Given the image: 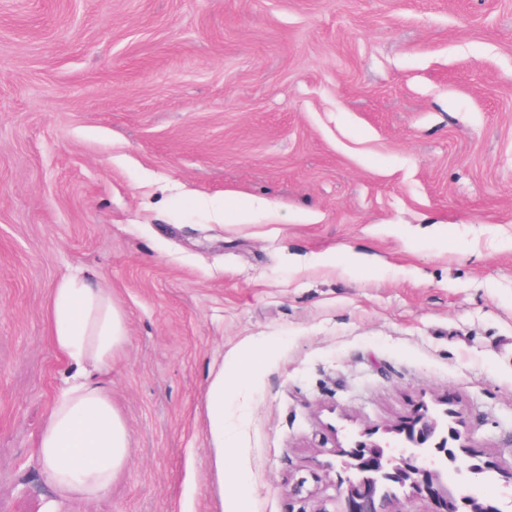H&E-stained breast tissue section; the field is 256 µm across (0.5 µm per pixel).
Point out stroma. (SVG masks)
<instances>
[{"mask_svg":"<svg viewBox=\"0 0 512 512\" xmlns=\"http://www.w3.org/2000/svg\"><path fill=\"white\" fill-rule=\"evenodd\" d=\"M76 272L128 330L91 506L35 454ZM423 407L512 512V0H0V512H339ZM205 404L208 428L218 449L216 467L224 465V370L210 386Z\"/></svg>","mask_w":512,"mask_h":512,"instance_id":"1","label":"stroma"}]
</instances>
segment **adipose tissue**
<instances>
[{
  "instance_id": "1",
  "label": "adipose tissue",
  "mask_w": 512,
  "mask_h": 512,
  "mask_svg": "<svg viewBox=\"0 0 512 512\" xmlns=\"http://www.w3.org/2000/svg\"><path fill=\"white\" fill-rule=\"evenodd\" d=\"M52 342L74 366L38 438L42 475L64 496L91 501L130 463V432L98 380L127 342L126 323L108 291L75 274L55 289Z\"/></svg>"
}]
</instances>
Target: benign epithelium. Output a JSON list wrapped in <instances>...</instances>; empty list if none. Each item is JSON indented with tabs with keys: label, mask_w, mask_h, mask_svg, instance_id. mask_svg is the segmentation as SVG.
<instances>
[{
	"label": "benign epithelium",
	"mask_w": 512,
	"mask_h": 512,
	"mask_svg": "<svg viewBox=\"0 0 512 512\" xmlns=\"http://www.w3.org/2000/svg\"><path fill=\"white\" fill-rule=\"evenodd\" d=\"M393 433L403 439L380 443L369 440L368 433L366 439L341 452L340 464L349 472L338 488L342 512H394L390 495L383 492L389 483L405 484L417 495L435 501L436 512H460L462 506L469 512H502L472 494L466 485L451 492L442 480L441 470L448 463L439 449L460 440L458 432L442 428L425 410L408 427L395 428Z\"/></svg>",
	"instance_id": "7a95c632"
}]
</instances>
